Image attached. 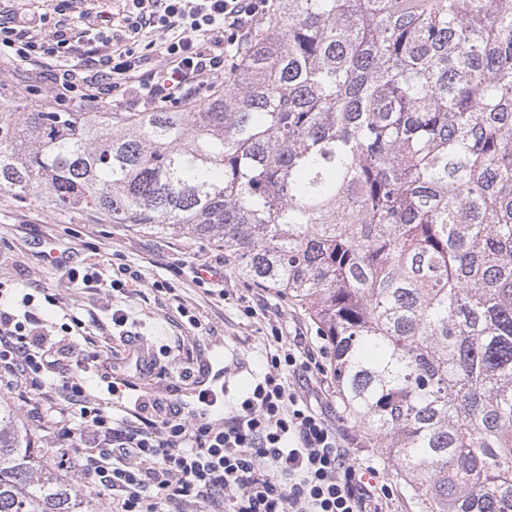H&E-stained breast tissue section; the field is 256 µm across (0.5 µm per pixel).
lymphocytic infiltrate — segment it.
<instances>
[{
    "label": "lymphocytic infiltrate",
    "instance_id": "f902f5d3",
    "mask_svg": "<svg viewBox=\"0 0 512 512\" xmlns=\"http://www.w3.org/2000/svg\"><path fill=\"white\" fill-rule=\"evenodd\" d=\"M124 2L117 30L107 10L99 11L97 27L75 24L73 0H52L32 17L0 18V68L46 80L47 100L57 105L131 93L136 112L185 104L223 87L229 53L243 50L273 8V0ZM150 29L160 41L146 40ZM146 52L161 56L158 69L142 71ZM41 258L67 268L74 285L120 292L141 279L135 270L107 280L94 267H73L66 249ZM34 300L0 292V391L16 395L39 430L72 440L51 457L105 492L104 512H186L190 505L200 512H366L335 427L288 384L287 372L307 365L300 344L268 356L229 416L220 414L223 388L199 389L185 403L159 394L145 401L130 382L125 418L105 400L116 387L100 369L85 320L71 313L63 323L86 353L60 366ZM91 371L102 392H88L84 375Z\"/></svg>",
    "mask_w": 512,
    "mask_h": 512
}]
</instances>
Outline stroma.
Returning <instances> with one entry per match:
<instances>
[{
	"mask_svg": "<svg viewBox=\"0 0 512 512\" xmlns=\"http://www.w3.org/2000/svg\"><path fill=\"white\" fill-rule=\"evenodd\" d=\"M53 246L73 247L78 266L94 263L109 276L128 264L142 279L111 297L70 286L65 270L39 258L40 251ZM223 256V249L205 240L144 233L128 224L70 220L46 209H20L10 195L0 193V286L18 295L37 288L54 295L55 305L41 307L54 339L63 337L64 312H74L91 321L99 353L112 360L113 377L137 382L151 394L184 399L195 383L182 378L183 369L203 364L213 374L212 384L223 386L224 404L230 407L261 373L275 348L274 334L287 342L301 337L313 364L308 375L289 372L290 385L332 423L357 469L375 468V484L387 490L377 500L378 512H416L392 465L376 455L338 405L334 385L323 371L326 343L315 325L273 290L244 282L232 266L224 268L223 296L207 294L195 282L197 263ZM248 306L253 309L249 316L244 313ZM182 307L196 317L198 327L179 315ZM119 308L129 316L123 327L112 323V312Z\"/></svg>",
	"mask_w": 512,
	"mask_h": 512,
	"instance_id": "1",
	"label": "stroma"
}]
</instances>
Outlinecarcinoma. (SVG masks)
<instances>
[{
  "instance_id": "carcinoma-1",
  "label": "carcinoma",
  "mask_w": 512,
  "mask_h": 512,
  "mask_svg": "<svg viewBox=\"0 0 512 512\" xmlns=\"http://www.w3.org/2000/svg\"><path fill=\"white\" fill-rule=\"evenodd\" d=\"M226 70L177 110L0 93V192L224 249L420 512H512V0H276ZM0 512H87L1 406Z\"/></svg>"
}]
</instances>
